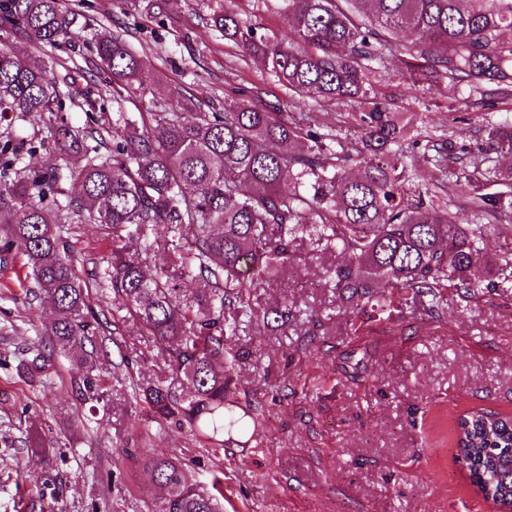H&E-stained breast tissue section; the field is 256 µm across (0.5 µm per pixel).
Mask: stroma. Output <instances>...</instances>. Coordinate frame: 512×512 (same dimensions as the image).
Segmentation results:
<instances>
[{
    "mask_svg": "<svg viewBox=\"0 0 512 512\" xmlns=\"http://www.w3.org/2000/svg\"><path fill=\"white\" fill-rule=\"evenodd\" d=\"M60 0L125 35L149 66L157 98L171 110L191 99L223 109L244 89L283 112H311L355 155L359 133L349 106L281 86L258 64H245L207 18L214 0ZM243 22L284 35L279 0H224ZM393 111L415 133L477 149L482 128L512 116L466 108L467 86L442 80L413 86L399 57L385 56L374 79ZM70 257L94 309L111 312L99 283L111 241L96 224L75 225ZM315 236L298 235L287 273L258 289L266 307L285 299L296 310L287 330L247 339L250 354L238 390L265 408L255 440L225 449L224 512H495L454 457L457 419L473 409L512 415V288H496L495 261L477 297L449 295L440 318L369 322V310L344 313L326 285V266L341 263ZM22 258L0 270V512H152L161 492L145 475V452L194 447L184 430L149 419L127 381L111 378L109 397L77 399L78 369L52 355L46 377L17 371L22 349L43 336L47 302L28 293ZM123 346L142 374L164 365L153 337L127 324ZM51 441L50 451L32 436ZM213 457L201 459L210 468Z\"/></svg>",
    "mask_w": 512,
    "mask_h": 512,
    "instance_id": "35a3bbf8",
    "label": "stroma"
}]
</instances>
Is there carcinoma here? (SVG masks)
Here are the masks:
<instances>
[{"label":"carcinoma","mask_w":512,"mask_h":512,"mask_svg":"<svg viewBox=\"0 0 512 512\" xmlns=\"http://www.w3.org/2000/svg\"><path fill=\"white\" fill-rule=\"evenodd\" d=\"M210 23L277 82L296 93L353 108L361 173L350 177L339 139L311 114L300 120L248 100L205 112L157 103L143 56L122 35L57 0H0V263L12 254L31 271L34 297L56 318L48 344L26 349L24 367L47 366L46 346L71 357L83 400L108 395L99 359L122 349L132 321L160 344L167 370L149 379L126 358L112 362L153 418L187 428L208 455L246 447L260 426L258 406L236 397L249 351L231 347L244 330L262 334L294 319L288 299L260 310L252 298L288 267L299 233H313L344 261L325 269L345 311L370 306L398 321L408 306L440 317L448 291L481 288L480 260L503 224H471L449 207L460 189L477 215L512 223V167L489 151L512 153V122L487 124L486 147L434 148L441 178L407 163L408 124L376 96L372 78L384 55L402 57L412 85L446 79L470 89V106L512 101V0H281L288 36L259 32L214 0ZM403 32L406 39L394 42ZM68 43L85 64L112 75V101L139 94L142 109L106 111L100 93L74 91L44 57L16 53L11 41ZM69 99L91 114L81 138L63 122L48 135L22 137L15 122L54 114ZM60 159L38 167L36 150ZM467 158L459 168L448 159ZM52 200H47V196ZM66 224H98L112 239L103 288L112 321L93 310L68 259ZM455 447L472 482L512 501V418L474 410L457 421ZM144 471L164 496L152 512H223V472L189 474L185 454L148 453Z\"/></svg>","instance_id":"1"}]
</instances>
